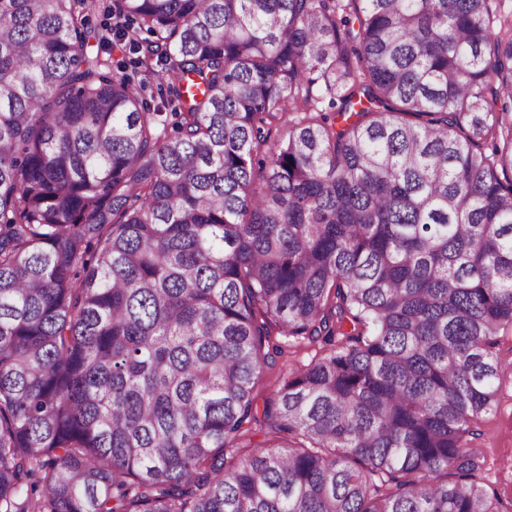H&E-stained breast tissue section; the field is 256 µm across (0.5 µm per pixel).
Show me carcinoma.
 Listing matches in <instances>:
<instances>
[{"label": "carcinoma", "instance_id": "cac0c4a2", "mask_svg": "<svg viewBox=\"0 0 512 512\" xmlns=\"http://www.w3.org/2000/svg\"><path fill=\"white\" fill-rule=\"evenodd\" d=\"M509 170L497 0H0V512H504ZM92 25L94 27L99 28V36L104 37V40L107 41L104 47L99 46L98 39L91 38L88 45H85V49L89 55L95 56L98 52L101 57L105 60L107 72L111 74L123 72V70L117 68L118 61L128 60L129 57H135L136 55H131L128 50V46L125 45L124 41H118L113 32L109 29L106 30L104 27L101 29L100 24H106L108 27H115L116 20L110 18L103 17L100 12H95L91 16ZM174 85L173 74L164 72H160L159 75L151 74L145 97L154 112H173V107L168 104V101ZM273 341L283 347L284 353L277 357L274 369L266 375L259 387L260 405L263 398L273 396V391L277 389L281 378L284 380L290 375L300 373L323 354V345L320 343H301L285 336H274ZM480 436L472 442L485 456L481 476L498 488L503 507L512 512V375L502 380V390L493 412L480 425Z\"/></svg>", "mask_w": 512, "mask_h": 512}]
</instances>
